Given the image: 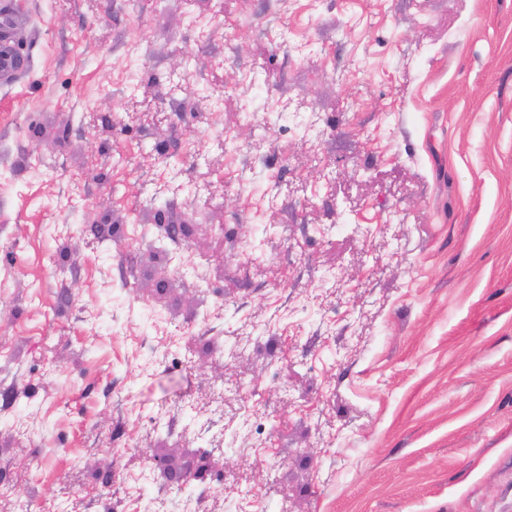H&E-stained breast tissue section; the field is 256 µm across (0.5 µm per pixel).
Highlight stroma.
I'll return each mask as SVG.
<instances>
[{
    "label": "stroma",
    "instance_id": "35a3bbf8",
    "mask_svg": "<svg viewBox=\"0 0 512 512\" xmlns=\"http://www.w3.org/2000/svg\"><path fill=\"white\" fill-rule=\"evenodd\" d=\"M10 10L0 512H512V0Z\"/></svg>",
    "mask_w": 512,
    "mask_h": 512
}]
</instances>
